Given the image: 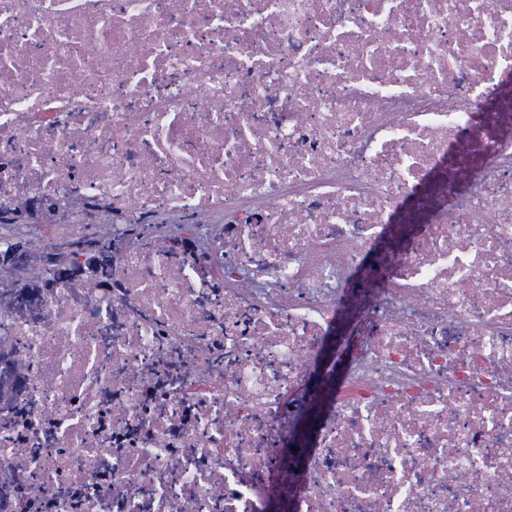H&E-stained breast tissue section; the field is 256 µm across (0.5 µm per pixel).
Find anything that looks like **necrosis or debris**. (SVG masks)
Listing matches in <instances>:
<instances>
[{
	"instance_id": "1",
	"label": "necrosis or debris",
	"mask_w": 512,
	"mask_h": 512,
	"mask_svg": "<svg viewBox=\"0 0 512 512\" xmlns=\"http://www.w3.org/2000/svg\"><path fill=\"white\" fill-rule=\"evenodd\" d=\"M0 222V512H512V0H0Z\"/></svg>"
}]
</instances>
